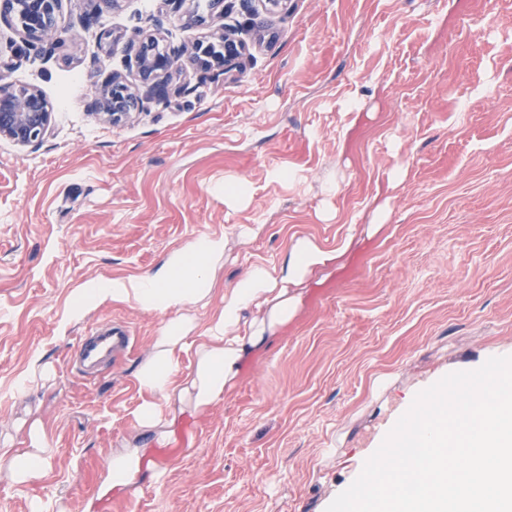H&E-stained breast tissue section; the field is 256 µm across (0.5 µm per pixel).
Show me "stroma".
I'll return each mask as SVG.
<instances>
[{
	"label": "stroma",
	"mask_w": 512,
	"mask_h": 512,
	"mask_svg": "<svg viewBox=\"0 0 512 512\" xmlns=\"http://www.w3.org/2000/svg\"><path fill=\"white\" fill-rule=\"evenodd\" d=\"M208 3L62 0L69 39L20 62L0 26V77L53 106L40 143L0 139V445L28 447L38 420L53 450L28 483L0 468V512H97L128 446L148 462L111 512H325L419 391L512 356V0H224L195 25ZM221 29L244 45L232 70L186 66ZM155 30L175 56L168 98L98 120L91 71L134 80L131 42ZM209 234L224 289L300 238L346 253L293 286L298 312L224 400L175 411L158 446L136 428L134 372L160 316L110 302L73 320L70 301ZM109 319L132 347L83 377L68 357ZM37 355L52 378L15 394Z\"/></svg>",
	"instance_id": "obj_1"
}]
</instances>
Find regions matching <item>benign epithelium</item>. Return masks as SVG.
Here are the masks:
<instances>
[{
  "instance_id": "obj_1",
  "label": "benign epithelium",
  "mask_w": 512,
  "mask_h": 512,
  "mask_svg": "<svg viewBox=\"0 0 512 512\" xmlns=\"http://www.w3.org/2000/svg\"><path fill=\"white\" fill-rule=\"evenodd\" d=\"M61 0H0V24L15 29L22 43L29 49H41L48 43L63 40L58 25ZM224 14V0H210L209 15H195L198 26H206L215 16ZM231 46L225 56L210 57L203 46L193 47L190 60L206 69L218 66L226 71L238 57L240 48L232 39L221 36ZM158 37L143 34L133 44L137 79L146 88V95L156 100L166 98L169 91L168 75L173 70L174 57L154 49ZM143 107V96L130 88L118 76L102 81L93 108L102 120L116 124L131 117ZM52 112L42 93L34 88L0 83V137L21 146L41 141L48 133Z\"/></svg>"
}]
</instances>
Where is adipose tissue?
<instances>
[{
	"label": "adipose tissue",
	"instance_id": "obj_1",
	"mask_svg": "<svg viewBox=\"0 0 512 512\" xmlns=\"http://www.w3.org/2000/svg\"><path fill=\"white\" fill-rule=\"evenodd\" d=\"M335 258L334 250L303 238L292 245L279 272L255 266L220 293L215 285L224 261V238L204 235L170 252L150 275L86 283L75 292L70 311L79 318L90 308L112 302L162 316L151 353L135 370L144 394L137 425L162 441L171 425L165 408L179 401L203 414L223 401L245 363L267 351L279 327L296 313L300 299L290 295V286ZM212 302L216 310L206 326H199L197 306ZM250 310L255 316L244 322ZM186 354L193 362L185 370L180 360ZM28 437L29 447L0 450V466L19 484L41 476L52 453L41 422L30 425Z\"/></svg>",
	"mask_w": 512,
	"mask_h": 512
}]
</instances>
